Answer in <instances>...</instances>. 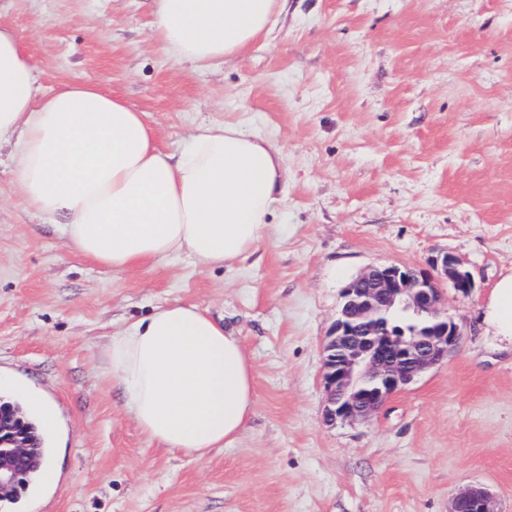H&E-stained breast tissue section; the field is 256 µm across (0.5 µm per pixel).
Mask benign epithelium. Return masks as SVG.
<instances>
[{
	"label": "benign epithelium",
	"mask_w": 512,
	"mask_h": 512,
	"mask_svg": "<svg viewBox=\"0 0 512 512\" xmlns=\"http://www.w3.org/2000/svg\"><path fill=\"white\" fill-rule=\"evenodd\" d=\"M451 281L461 297L471 294L469 272L448 254L431 269L376 264L341 291L336 319L322 345L323 422L371 419L397 392L443 361L463 333L444 306L441 284ZM425 313L424 332L387 327L385 316ZM34 441L12 406L0 404V502L21 489L34 461ZM450 512H497L493 493L469 486L453 498Z\"/></svg>",
	"instance_id": "7a95c632"
}]
</instances>
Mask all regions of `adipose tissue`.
<instances>
[{"label":"adipose tissue","instance_id":"obj_1","mask_svg":"<svg viewBox=\"0 0 512 512\" xmlns=\"http://www.w3.org/2000/svg\"><path fill=\"white\" fill-rule=\"evenodd\" d=\"M152 35L174 60L216 68L268 35L283 0H155ZM24 207L55 219L79 255L112 269L186 255L228 266L270 237L280 149L232 122L196 126L180 153L116 93L66 84L45 93L16 31L0 24V145ZM486 323L512 341V273ZM124 408L163 449L195 459L233 443L255 406L239 336L194 304L154 308L110 336Z\"/></svg>","mask_w":512,"mask_h":512}]
</instances>
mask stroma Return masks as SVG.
I'll return each instance as SVG.
<instances>
[{
  "mask_svg": "<svg viewBox=\"0 0 512 512\" xmlns=\"http://www.w3.org/2000/svg\"><path fill=\"white\" fill-rule=\"evenodd\" d=\"M151 0H0L46 91L91 82L177 150L239 122L281 149L277 232L245 260L109 270L25 210L0 166V372L52 400V487L0 512H448L469 485L512 512V343L485 322L512 273V0H285L218 69L175 63ZM469 271L445 285L459 346L371 420L322 421V343L365 267ZM198 305L255 374L239 437L198 460L151 442L112 386L106 344L153 307Z\"/></svg>",
  "mask_w": 512,
  "mask_h": 512,
  "instance_id": "35a3bbf8",
  "label": "stroma"
}]
</instances>
